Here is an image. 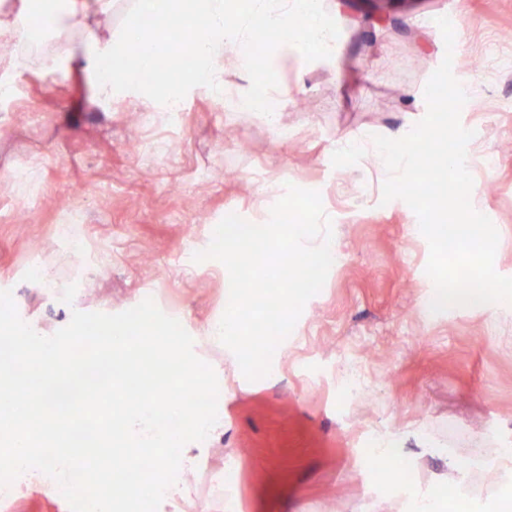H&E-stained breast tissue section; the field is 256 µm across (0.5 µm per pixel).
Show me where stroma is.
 <instances>
[{
	"label": "stroma",
	"instance_id": "1",
	"mask_svg": "<svg viewBox=\"0 0 512 512\" xmlns=\"http://www.w3.org/2000/svg\"><path fill=\"white\" fill-rule=\"evenodd\" d=\"M134 0L102 11L88 0L86 29L116 41ZM339 28L335 60L291 58L275 65L276 118L227 111L201 89L181 102L175 134L159 133L151 153L142 126L159 111L136 92H110L79 51L84 31L48 54L11 47L0 83L17 90L16 108L0 104V291H11L20 317L55 332L73 311L117 314L152 298L177 319L205 362L224 361V433L206 464L186 474L185 512H409L397 474L412 477L440 512H498L512 476L483 481L485 462L458 473L453 458L476 446L512 448V303L432 312L425 273L429 247L414 211L382 203L388 176L373 136H405L427 110L424 87L445 44L431 18L453 16L452 70L472 100L461 123L474 130L466 166L474 208L499 233L494 267L512 277V0H422L391 19L370 17L353 0H324ZM57 60L47 69L45 57ZM291 136L279 139L276 125ZM257 168L267 183L240 193ZM318 191L331 220L336 258L271 372L247 380L234 354L208 341L225 311L229 276L209 258L182 265L185 244L206 250L217 224L235 213L267 222L287 185ZM90 249L77 261L69 238ZM50 269L44 287L30 260ZM367 372L351 395L344 364ZM400 450L388 473L371 464L369 445ZM234 466L231 486L218 479Z\"/></svg>",
	"mask_w": 512,
	"mask_h": 512
}]
</instances>
